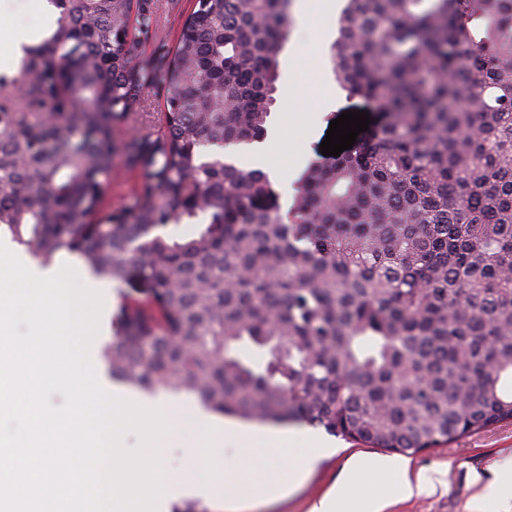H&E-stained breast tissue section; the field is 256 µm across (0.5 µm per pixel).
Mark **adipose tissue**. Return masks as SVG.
<instances>
[{"label": "adipose tissue", "mask_w": 512, "mask_h": 512, "mask_svg": "<svg viewBox=\"0 0 512 512\" xmlns=\"http://www.w3.org/2000/svg\"><path fill=\"white\" fill-rule=\"evenodd\" d=\"M289 152L288 138L283 135L263 147L243 151L241 157L264 168L271 178L288 182L297 174L296 166L283 162ZM368 480L392 484L402 499L430 496L447 486L446 481L415 468L407 459L354 456L337 482L310 502L307 512H386V498L368 501L360 495V485ZM471 482L481 487L482 498L495 499L498 512H512V459L496 464L489 473L472 472Z\"/></svg>", "instance_id": "ef3b65f1"}]
</instances>
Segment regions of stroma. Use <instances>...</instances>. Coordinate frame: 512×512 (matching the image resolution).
Returning a JSON list of instances; mask_svg holds the SVG:
<instances>
[{
	"mask_svg": "<svg viewBox=\"0 0 512 512\" xmlns=\"http://www.w3.org/2000/svg\"><path fill=\"white\" fill-rule=\"evenodd\" d=\"M158 25L155 34L143 41L139 53L142 60H152L159 46L173 47L183 22L193 8L192 0H152ZM337 36L336 15L320 16L293 40H285L278 55L279 86L299 82L305 97L303 109L310 119L306 126L289 132L293 153L307 160H321L319 147L331 120L348 111L368 112L371 123L362 139L376 136L386 123L387 115L364 97L342 90L336 83L325 56ZM108 298L99 316L102 343H110L117 329V314L122 302L145 299L135 275L126 281L105 283ZM330 454L300 489L288 500L270 504L263 512H304L306 504L321 495L333 483L347 460L357 454L374 455L375 450L362 442L330 437ZM512 458V421L468 433L452 444L422 450L411 461L419 467L445 472V493L410 500H396L387 512H468L467 505L476 495L469 482L470 470Z\"/></svg>",
	"mask_w": 512,
	"mask_h": 512,
	"instance_id": "stroma-1",
	"label": "stroma"
}]
</instances>
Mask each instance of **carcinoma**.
<instances>
[{"label": "carcinoma", "instance_id": "1", "mask_svg": "<svg viewBox=\"0 0 512 512\" xmlns=\"http://www.w3.org/2000/svg\"><path fill=\"white\" fill-rule=\"evenodd\" d=\"M289 2L197 0L156 66L147 0H48L55 30L0 72V236L144 275L101 354L142 393L402 454L512 420V0H346L332 73L389 121L284 215L217 150L267 135ZM159 82L164 132L125 143L142 182L106 211L114 132Z\"/></svg>", "mask_w": 512, "mask_h": 512}]
</instances>
